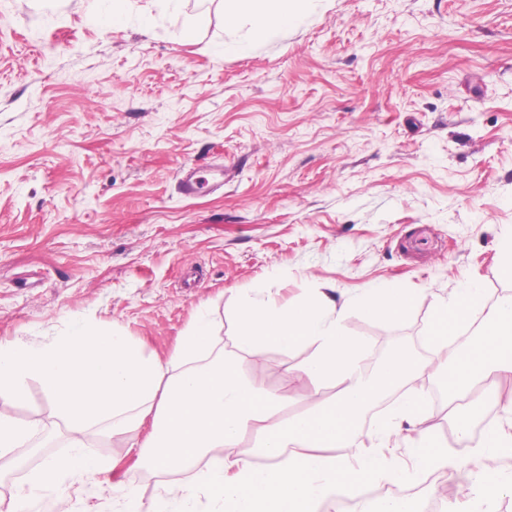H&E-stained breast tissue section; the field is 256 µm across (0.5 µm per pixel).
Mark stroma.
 Listing matches in <instances>:
<instances>
[{"label":"stroma","instance_id":"stroma-1","mask_svg":"<svg viewBox=\"0 0 512 512\" xmlns=\"http://www.w3.org/2000/svg\"><path fill=\"white\" fill-rule=\"evenodd\" d=\"M247 31L224 0H0V344L85 322L166 362L203 311L293 414L312 403L310 351L271 349L260 366L239 352L242 289L340 303L399 281L424 302L394 323L350 309L344 328L406 338L420 358L430 297L465 274L512 290L497 251L512 227V0H314L277 38L223 54ZM217 164L223 186L180 192L182 166ZM28 390L12 414L38 420L39 462L69 454L45 388ZM150 430L91 449L146 505L166 480L137 449ZM446 479L366 476L343 510L427 504ZM64 488L71 512L117 508L95 479Z\"/></svg>","mask_w":512,"mask_h":512}]
</instances>
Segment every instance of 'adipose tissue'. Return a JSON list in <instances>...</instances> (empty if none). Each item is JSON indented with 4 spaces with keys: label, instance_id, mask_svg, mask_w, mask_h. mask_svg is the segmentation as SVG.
I'll list each match as a JSON object with an SVG mask.
<instances>
[{
    "label": "adipose tissue",
    "instance_id": "adipose-tissue-1",
    "mask_svg": "<svg viewBox=\"0 0 512 512\" xmlns=\"http://www.w3.org/2000/svg\"><path fill=\"white\" fill-rule=\"evenodd\" d=\"M307 0H224L228 20L247 19V39L227 43L228 51L247 53L252 43L277 36L300 15ZM421 295L387 281L355 293L348 306L373 322L405 317ZM345 310L334 301L310 295L280 305L260 289L242 290L237 300V348L261 356L271 348L312 347L301 374L314 390L334 385L336 397L285 415L286 397L244 377L231 359L210 358L214 333L210 319L199 316L184 331L169 363L146 356L124 333L111 327L76 324L69 333L32 346L0 345V459L28 437V424L10 407L23 403L28 383L40 381L57 408L70 455L47 461L29 479V490L15 498L27 504L31 493L56 494L62 512V483L67 476L107 475V462L88 453L94 439L135 432L144 421L152 431L144 454L153 469L193 471L186 482L163 484L150 508L137 492L120 491L121 512H195L199 498L220 503L222 512H317L320 502L359 494L362 475L392 482L412 472L445 470L458 463L433 432L413 442L410 466L360 454L361 422L382 396L417 376L422 366L405 353L393 355L378 372L365 373L367 342L345 333ZM429 335L448 342L470 333L468 345L446 359L449 402L469 397L486 381L512 375V294L488 299L483 282L463 278L453 296L431 303ZM501 416L474 438L473 454L494 459L512 453V393L496 398ZM428 411L419 393L408 389L397 400L392 418L378 420L372 432L388 446L402 423L423 421ZM256 438L253 452L225 456L246 432Z\"/></svg>",
    "mask_w": 512,
    "mask_h": 512
}]
</instances>
